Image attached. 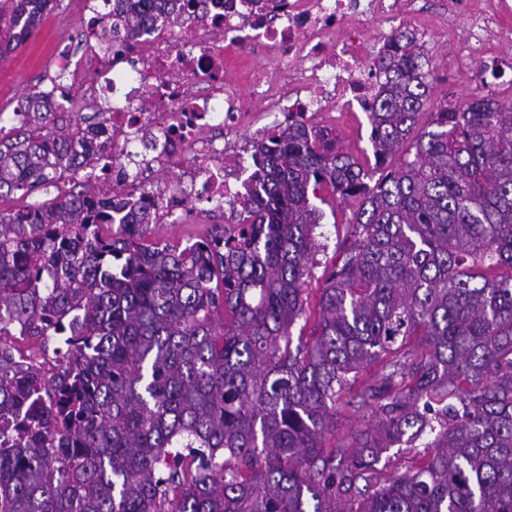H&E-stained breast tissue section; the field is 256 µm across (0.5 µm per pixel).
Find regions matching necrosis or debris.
<instances>
[{
  "label": "necrosis or debris",
  "mask_w": 512,
  "mask_h": 512,
  "mask_svg": "<svg viewBox=\"0 0 512 512\" xmlns=\"http://www.w3.org/2000/svg\"><path fill=\"white\" fill-rule=\"evenodd\" d=\"M460 17L464 31L448 63L460 75L473 61L487 70H512V57L489 43L492 32L512 33V0H445L441 14L422 13L416 0H207L205 11L156 20L139 40L107 41L84 62L57 48L54 61L84 99L108 96L105 134L94 142L107 166L99 197L123 198L128 222L192 221L238 204L251 177L242 131L279 134L289 116L314 126L336 112L369 111L381 82L365 55L389 30L412 19L421 48L435 22ZM237 73L240 94L227 80ZM265 104L256 112L253 102ZM170 181L151 182L153 171Z\"/></svg>",
  "instance_id": "1"
}]
</instances>
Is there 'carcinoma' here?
<instances>
[{"label":"carcinoma","instance_id":"1","mask_svg":"<svg viewBox=\"0 0 512 512\" xmlns=\"http://www.w3.org/2000/svg\"><path fill=\"white\" fill-rule=\"evenodd\" d=\"M12 2L0 56L52 0ZM133 2L97 15L135 39L154 18ZM390 44L374 168L295 118L251 142L227 236H106L114 203L88 183L0 210V512H512V102L479 95L416 133L431 72L411 32ZM69 98L19 99L0 198L98 167L105 113ZM325 186L361 204L313 296ZM8 336L54 337L55 368ZM355 404L374 424L326 444Z\"/></svg>","mask_w":512,"mask_h":512}]
</instances>
